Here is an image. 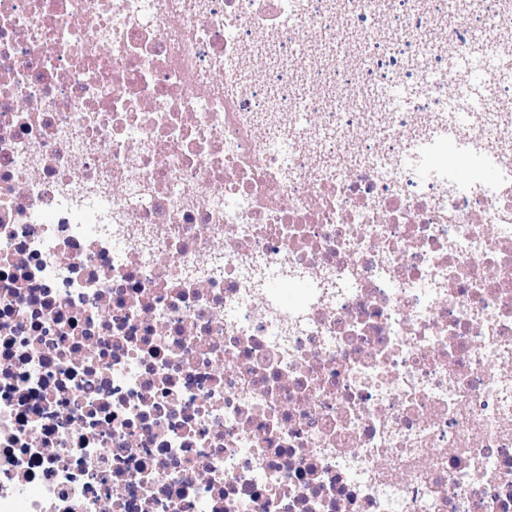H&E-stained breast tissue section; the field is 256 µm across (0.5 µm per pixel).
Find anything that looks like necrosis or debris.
I'll return each instance as SVG.
<instances>
[{
    "mask_svg": "<svg viewBox=\"0 0 512 512\" xmlns=\"http://www.w3.org/2000/svg\"><path fill=\"white\" fill-rule=\"evenodd\" d=\"M391 6L0 0V512H512V125L304 90ZM373 20L372 17L367 14H359L357 16H354L351 21L348 23L346 27L345 33L340 36L338 44H336V56L337 58H341L342 55V48L344 45V42L353 39L357 35L364 36L367 32H369L372 28Z\"/></svg>",
    "mask_w": 512,
    "mask_h": 512,
    "instance_id": "1",
    "label": "necrosis or debris"
}]
</instances>
